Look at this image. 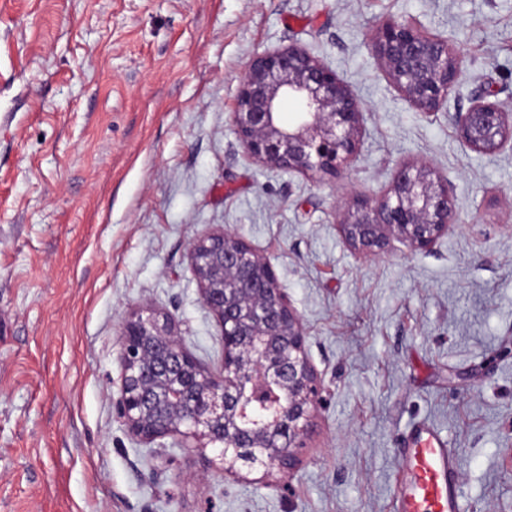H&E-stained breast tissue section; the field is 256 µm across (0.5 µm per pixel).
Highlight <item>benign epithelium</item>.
I'll return each instance as SVG.
<instances>
[{
	"label": "benign epithelium",
	"instance_id": "obj_1",
	"mask_svg": "<svg viewBox=\"0 0 512 512\" xmlns=\"http://www.w3.org/2000/svg\"><path fill=\"white\" fill-rule=\"evenodd\" d=\"M379 70L414 109L439 111L462 75L448 38L414 23L388 20L371 34ZM476 92L453 123L470 148L512 147V113ZM293 102L296 118L282 106ZM364 109L351 88L297 46L254 55L242 76L232 124L248 155L267 168L315 180L339 176L356 157ZM456 224L448 178L422 162L398 165L385 193L356 197L338 213L346 242L365 256L393 240L432 247ZM204 305L220 327L217 369L182 344L173 318L140 305L124 318L116 413L129 433L150 445L180 437L183 448L218 450L224 473L238 466L291 472L313 433L325 386L306 352V331L270 260L238 234L207 232L189 249Z\"/></svg>",
	"mask_w": 512,
	"mask_h": 512
}]
</instances>
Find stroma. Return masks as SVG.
<instances>
[{"instance_id":"obj_1","label":"stroma","mask_w":512,"mask_h":512,"mask_svg":"<svg viewBox=\"0 0 512 512\" xmlns=\"http://www.w3.org/2000/svg\"><path fill=\"white\" fill-rule=\"evenodd\" d=\"M387 20L460 48L435 114L377 68ZM288 45L364 108L340 177L269 169L234 132L250 57ZM484 88L512 112V0H0V512H395L421 422L456 450L462 512H512V150L474 151L452 123ZM413 161L448 177L456 225L426 251L357 254L339 207ZM221 229L270 259L324 380L289 474L224 475L116 414L131 308L220 366L189 247Z\"/></svg>"}]
</instances>
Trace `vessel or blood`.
Segmentation results:
<instances>
[{"label": "vessel or blood", "instance_id": "b4317fda", "mask_svg": "<svg viewBox=\"0 0 512 512\" xmlns=\"http://www.w3.org/2000/svg\"><path fill=\"white\" fill-rule=\"evenodd\" d=\"M402 455L409 478L399 489V512H462L456 462L445 438L414 426Z\"/></svg>", "mask_w": 512, "mask_h": 512}]
</instances>
